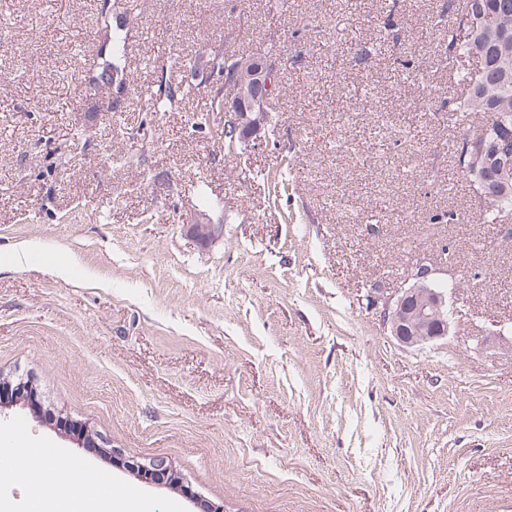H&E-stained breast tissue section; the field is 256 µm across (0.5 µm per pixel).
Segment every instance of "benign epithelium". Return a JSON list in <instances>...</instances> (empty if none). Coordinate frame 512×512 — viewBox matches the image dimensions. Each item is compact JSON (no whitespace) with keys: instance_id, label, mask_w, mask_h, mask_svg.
Instances as JSON below:
<instances>
[{"instance_id":"1","label":"benign epithelium","mask_w":512,"mask_h":512,"mask_svg":"<svg viewBox=\"0 0 512 512\" xmlns=\"http://www.w3.org/2000/svg\"><path fill=\"white\" fill-rule=\"evenodd\" d=\"M215 73L240 84L237 94L223 97L224 127L240 129L244 120H250L252 142L262 145L261 131L266 124L262 113L263 103L270 97L276 79V67L264 64L253 58L239 61L235 57L224 58V65L215 67ZM483 154L499 158L504 171L512 170V130L500 132L493 143H485ZM190 234L200 243L207 245L223 232V225L209 224L199 217L187 225ZM433 270L418 266L408 273L412 280L409 288L397 295H387L376 291L371 295V304L381 309L384 328L403 346L413 347L441 339L448 335L450 324H436L433 319L447 315L448 296L442 288L432 287ZM24 403L32 414L42 416V403L38 388L31 377L9 380L0 378V410ZM100 454L110 457L112 465L131 472L139 481L147 485H167L176 488L189 498L199 512H224V507L205 501L197 496L190 486L176 479L172 469L163 462L148 464L126 458L109 448L100 449Z\"/></svg>"}]
</instances>
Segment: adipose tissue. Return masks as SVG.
Listing matches in <instances>:
<instances>
[{"label":"adipose tissue","instance_id":"ef3b65f1","mask_svg":"<svg viewBox=\"0 0 512 512\" xmlns=\"http://www.w3.org/2000/svg\"><path fill=\"white\" fill-rule=\"evenodd\" d=\"M27 439L23 431H14L11 437L0 443V450L10 458V471L20 473L29 466H36L46 481L56 488L53 499H45L40 493H33L24 508H17L10 497L0 498V512H130L131 507L124 498L111 490L88 487L81 497L71 493L73 484L83 482L81 470L62 469L56 454H39L36 461H29L22 449Z\"/></svg>","mask_w":512,"mask_h":512}]
</instances>
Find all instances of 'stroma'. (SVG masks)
<instances>
[{"label": "stroma", "mask_w": 512, "mask_h": 512, "mask_svg": "<svg viewBox=\"0 0 512 512\" xmlns=\"http://www.w3.org/2000/svg\"><path fill=\"white\" fill-rule=\"evenodd\" d=\"M442 2L123 0L130 79L93 90L103 0H0V374L224 512H512V233L448 185V142L480 118L456 129L446 106ZM219 40L274 46L284 69L277 124L239 155L207 95L146 109L191 80L173 53ZM199 213L224 227L205 246L185 230ZM417 263L451 328L407 348L369 296ZM17 424L149 512H192L27 408L0 413Z\"/></svg>", "instance_id": "stroma-1"}]
</instances>
